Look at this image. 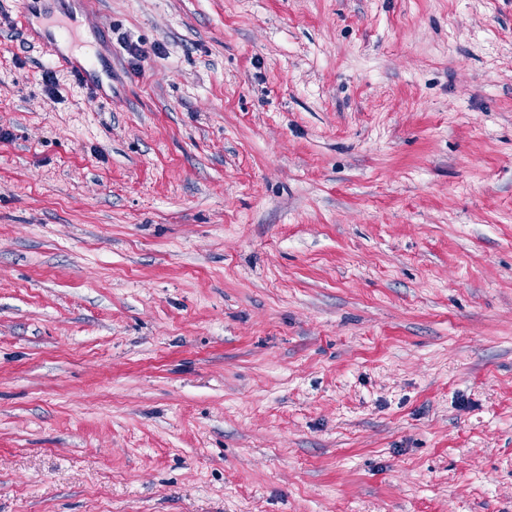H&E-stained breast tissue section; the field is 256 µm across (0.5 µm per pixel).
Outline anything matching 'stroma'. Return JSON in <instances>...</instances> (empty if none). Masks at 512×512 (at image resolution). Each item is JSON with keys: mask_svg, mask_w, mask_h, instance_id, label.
<instances>
[{"mask_svg": "<svg viewBox=\"0 0 512 512\" xmlns=\"http://www.w3.org/2000/svg\"><path fill=\"white\" fill-rule=\"evenodd\" d=\"M46 2L112 98L0 0V512H512V0ZM76 20L69 19V24H61L57 34L49 35L45 40L40 42L43 52L54 62L59 64L62 68L70 72L82 83L87 89L91 90L99 96H104V86L102 78L95 73L96 63L90 58L82 59L80 61L64 55L59 47L60 40L71 39L74 40L76 35L74 32V24Z\"/></svg>", "mask_w": 512, "mask_h": 512, "instance_id": "35a3bbf8", "label": "stroma"}]
</instances>
